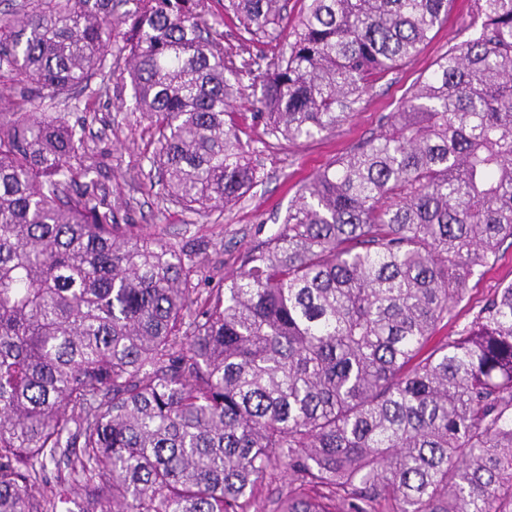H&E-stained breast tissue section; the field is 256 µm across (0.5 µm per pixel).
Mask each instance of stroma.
<instances>
[{
    "label": "stroma",
    "mask_w": 512,
    "mask_h": 512,
    "mask_svg": "<svg viewBox=\"0 0 512 512\" xmlns=\"http://www.w3.org/2000/svg\"><path fill=\"white\" fill-rule=\"evenodd\" d=\"M473 13V0H455L447 22L433 30L416 60L377 81L352 116L333 131L297 140L269 137L257 116L260 103L252 93H244L234 110L258 182L236 205L206 217L168 201L150 162L153 131L148 119L133 109L128 74L113 77L109 94H65L51 103L34 104L33 109L84 122L87 160L97 166L101 182L110 190L116 222L136 225L188 251L201 249L206 261L199 277L203 287L210 288L238 269L248 249L275 232L279 216L304 182L360 140L378 133L382 116L395 111L416 81L431 74L449 46L471 37ZM511 282L512 245L506 243L495 260L469 280L466 299L449 331L468 322L491 294Z\"/></svg>",
    "instance_id": "1"
}]
</instances>
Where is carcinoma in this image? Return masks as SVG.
I'll use <instances>...</instances> for the list:
<instances>
[{"instance_id": "cac0c4a2", "label": "carcinoma", "mask_w": 512, "mask_h": 512, "mask_svg": "<svg viewBox=\"0 0 512 512\" xmlns=\"http://www.w3.org/2000/svg\"><path fill=\"white\" fill-rule=\"evenodd\" d=\"M298 2L287 32L288 0H224L263 66L224 50L208 0H26L0 71L53 100L108 91L123 57L164 190L206 216L257 182L244 78L268 134L331 131L453 4ZM474 4L475 36L212 288L115 222L75 127L29 96L0 112V512H247L282 473L272 512H512V283L440 335L512 239V0Z\"/></svg>"}]
</instances>
